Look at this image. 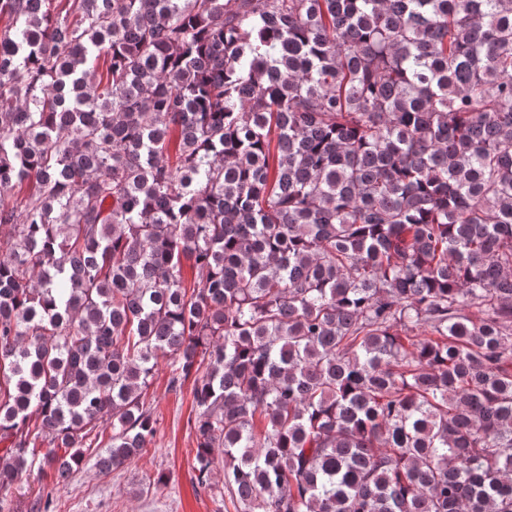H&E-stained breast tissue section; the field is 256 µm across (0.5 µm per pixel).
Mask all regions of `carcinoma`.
Here are the masks:
<instances>
[{"mask_svg":"<svg viewBox=\"0 0 512 512\" xmlns=\"http://www.w3.org/2000/svg\"><path fill=\"white\" fill-rule=\"evenodd\" d=\"M3 16L0 488L141 455L165 360L234 512H512V0Z\"/></svg>","mask_w":512,"mask_h":512,"instance_id":"obj_1","label":"carcinoma"}]
</instances>
